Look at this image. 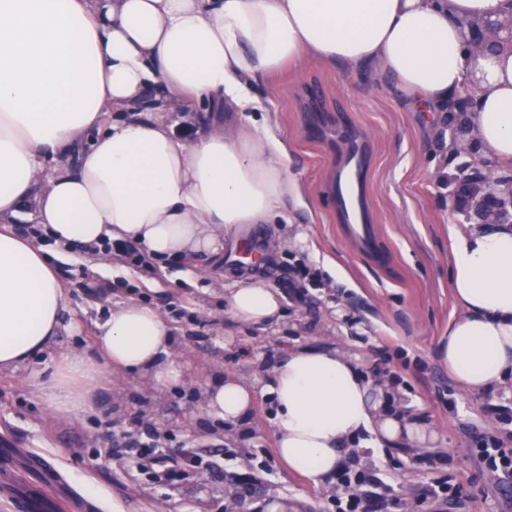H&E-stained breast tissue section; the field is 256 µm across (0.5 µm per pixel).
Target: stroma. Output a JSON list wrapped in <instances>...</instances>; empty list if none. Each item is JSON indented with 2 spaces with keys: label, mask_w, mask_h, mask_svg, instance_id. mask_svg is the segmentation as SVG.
Wrapping results in <instances>:
<instances>
[{
  "label": "stroma",
  "mask_w": 512,
  "mask_h": 512,
  "mask_svg": "<svg viewBox=\"0 0 512 512\" xmlns=\"http://www.w3.org/2000/svg\"><path fill=\"white\" fill-rule=\"evenodd\" d=\"M314 90L322 99L312 109L307 96ZM258 93L288 149V168L304 185L296 223L323 262L340 268L341 278L332 277L323 262L314 266L317 280L304 278L300 271L310 266L305 256L273 248L276 225H252L275 267L262 281L283 296L282 325L268 333L231 323L220 267L206 259L171 260L159 274L115 260L95 273L92 256L63 253L60 279L82 329L63 333L57 349H78L96 359V323L107 319L117 302L131 298L156 307L178 328L185 382L156 393L141 377H122L112 383L109 410L59 416L18 376L1 373L0 473L26 478L30 488L64 503L91 496L92 512L116 506L122 512H238L220 489L246 473L253 482L247 512H328L344 487L333 478L315 486L279 459L268 399H257L244 433L228 430L218 437L187 396L190 388L226 370L253 375L241 347L270 364L308 341L358 355L368 384L391 381L402 398L400 414L424 421L438 435L427 448L350 450L355 470L376 465L386 474L395 498L391 512H430L416 502L439 478L460 487L468 501L463 512H512V500L501 494L491 468L469 454L499 430L512 429V386L464 393L437 357L439 337L460 312L449 277L448 226L464 217L438 183L457 165L448 155V122L407 105L388 79L316 59L297 71L283 69L263 81ZM342 122L359 128L372 145L368 196L378 235L373 255L349 239L327 193ZM140 410L170 424L162 452L167 469L180 470L181 449L198 448L206 471L162 483L138 467L135 448L104 454L103 434L125 429L129 415ZM422 459L433 460L434 468L419 467Z\"/></svg>",
  "instance_id": "obj_1"
}]
</instances>
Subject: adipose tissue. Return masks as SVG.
Listing matches in <instances>:
<instances>
[{
    "instance_id": "adipose-tissue-1",
    "label": "adipose tissue",
    "mask_w": 512,
    "mask_h": 512,
    "mask_svg": "<svg viewBox=\"0 0 512 512\" xmlns=\"http://www.w3.org/2000/svg\"><path fill=\"white\" fill-rule=\"evenodd\" d=\"M510 20L512 0H0V373L23 372L58 414L97 409L117 377L158 391L182 382L174 326L132 300L97 323L98 361L72 349L35 368L69 308L49 247L128 240L159 265L219 257L249 224H292L301 183L254 91L284 64L372 68L411 105L466 126L491 171L512 169V47L476 49L462 28ZM21 221L40 224L46 244L18 235ZM452 235L462 313L439 358L465 393L495 391L512 382V225ZM224 278L234 322L280 323L277 289L238 270ZM261 394L278 457L317 481L357 435L427 442L395 412L398 391L371 388L340 347L300 345L251 379L225 373L201 405L234 427Z\"/></svg>"
}]
</instances>
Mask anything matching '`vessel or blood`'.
Returning a JSON list of instances; mask_svg holds the SVG:
<instances>
[{"label":"vessel or blood","instance_id":"b4317fda","mask_svg":"<svg viewBox=\"0 0 512 512\" xmlns=\"http://www.w3.org/2000/svg\"><path fill=\"white\" fill-rule=\"evenodd\" d=\"M369 168L367 141L357 133H348L339 151L338 163L328 180V194L347 234L364 249L372 248L375 242L367 197Z\"/></svg>","mask_w":512,"mask_h":512}]
</instances>
